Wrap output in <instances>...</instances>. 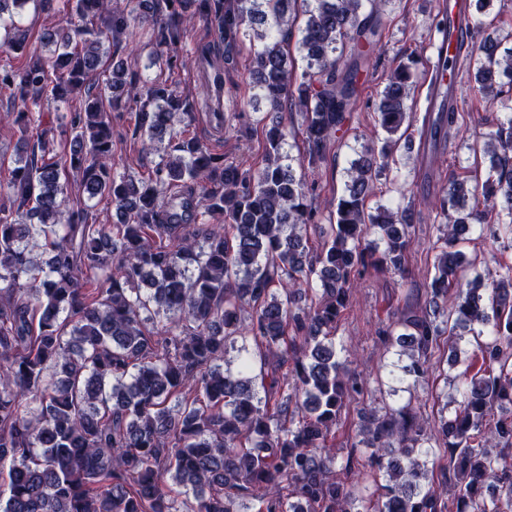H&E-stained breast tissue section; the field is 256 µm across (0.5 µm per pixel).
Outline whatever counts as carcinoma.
I'll return each mask as SVG.
<instances>
[{"instance_id":"obj_1","label":"carcinoma","mask_w":512,"mask_h":512,"mask_svg":"<svg viewBox=\"0 0 512 512\" xmlns=\"http://www.w3.org/2000/svg\"><path fill=\"white\" fill-rule=\"evenodd\" d=\"M44 2L0 0V48L25 56L0 70V92L20 106L16 159L0 179V512H512V265L466 280L470 261L456 249L476 226L495 243L512 238V47L491 34L448 58L452 70L473 59V98L506 112L482 134L492 176L453 174L442 188L424 299L375 331L393 351L392 392L408 394L378 406L335 333L359 280L406 273L411 212L368 199L410 117L412 58L376 106L374 130L389 138L346 168L325 240L313 247L304 231L321 223L306 173L357 111V77L392 0H66L74 21L45 34L47 61L25 55L20 33L26 7ZM196 13L230 68L245 29L261 40L246 66L253 99L227 102L224 125L259 100L296 112L297 155L273 122L261 165L224 158L175 128L193 110L188 96L114 60L102 39L118 45L149 18L168 49L149 67L173 71ZM77 94L78 111L43 125L45 107ZM122 107L135 112L140 151L157 156L140 179L114 169L109 114ZM459 117L428 114L419 136ZM104 198L116 221L94 224L89 210ZM237 345L245 356L226 374L220 361ZM443 349L460 368L456 408L429 420L423 398H437ZM355 401L366 407L349 428L353 447L374 454L349 457L338 479L336 430Z\"/></svg>"}]
</instances>
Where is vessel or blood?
Returning <instances> with one entry per match:
<instances>
[{"label":"vessel or blood","instance_id":"1","mask_svg":"<svg viewBox=\"0 0 512 512\" xmlns=\"http://www.w3.org/2000/svg\"><path fill=\"white\" fill-rule=\"evenodd\" d=\"M452 26L446 38L435 44V54L430 67L426 109L430 112L439 111L443 102H456L457 81L451 71L447 70L445 61L448 55L454 54L460 42V31L472 17L470 0H450ZM198 73L205 79L212 92V109L220 112L224 109V73L211 68L207 59H198Z\"/></svg>","mask_w":512,"mask_h":512}]
</instances>
